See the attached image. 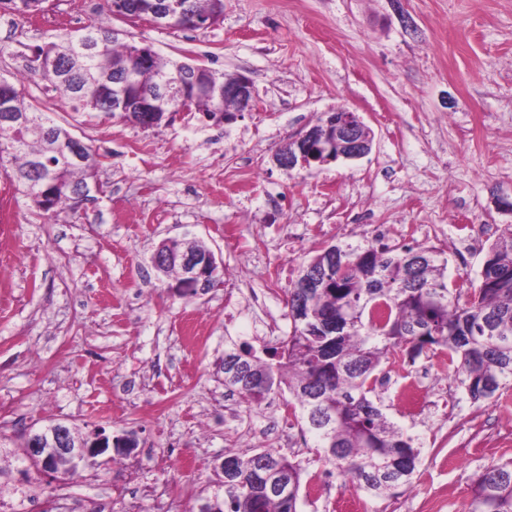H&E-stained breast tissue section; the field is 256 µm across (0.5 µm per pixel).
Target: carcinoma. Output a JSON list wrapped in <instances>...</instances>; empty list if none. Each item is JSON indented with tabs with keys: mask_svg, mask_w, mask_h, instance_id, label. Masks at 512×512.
<instances>
[{
	"mask_svg": "<svg viewBox=\"0 0 512 512\" xmlns=\"http://www.w3.org/2000/svg\"><path fill=\"white\" fill-rule=\"evenodd\" d=\"M112 14L148 16L162 0H107ZM185 15L166 16L169 28H209L224 0H184ZM46 0H0L20 16L45 11ZM142 45L121 42L112 29L90 23L38 47L31 74L63 93L75 111L117 117L124 97L160 95V81L191 71L188 62L155 57L141 66ZM197 119L216 117L218 92L182 88ZM25 117V125L0 122V166L13 164L25 195L43 214L74 210L103 189L99 161L82 144L83 162L69 152L71 133L49 113L22 98L0 76V106ZM448 258L433 247L390 246L380 240L335 244L300 264L288 289L290 335L263 349L247 343L224 350V386L249 403L288 388L292 409L314 435L318 460L334 466L356 491L389 496L409 486L419 463L413 438L381 409L375 371L396 351L416 357L434 349L457 360L455 378L473 402L512 386V225L492 243L480 283L465 302L448 288ZM305 276L318 281L302 288ZM282 486L255 484L261 466ZM304 467L276 450L224 456V496L207 512H298ZM468 512H512V462L486 468L477 478Z\"/></svg>",
	"mask_w": 512,
	"mask_h": 512,
	"instance_id": "1",
	"label": "carcinoma"
}]
</instances>
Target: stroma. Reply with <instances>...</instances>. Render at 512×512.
Here are the masks:
<instances>
[{
  "label": "stroma",
  "instance_id": "stroma-1",
  "mask_svg": "<svg viewBox=\"0 0 512 512\" xmlns=\"http://www.w3.org/2000/svg\"><path fill=\"white\" fill-rule=\"evenodd\" d=\"M99 22L120 41L162 57L249 77L253 110L201 126L184 113L144 131L74 111L28 72L36 47L66 25L0 10V76L48 112L100 160L105 191L76 211L42 215L0 169V497L22 512H200L221 483L226 453L274 449L306 469L299 512H467L473 482L512 460V387L474 403L446 353L398 355L381 367L383 409L421 450L410 486L355 494L317 461L299 423L281 426L287 392L258 404L230 393L220 362L229 341L255 350L287 335L289 284L299 265L335 243L376 238L428 246L448 259V285H478L489 245L512 224L497 196L512 195V0H224L208 29H165L111 16L83 0L75 26ZM355 111L371 152L321 169L285 171L277 149L326 112ZM401 224L430 235L401 236ZM479 225L464 246L458 225ZM203 242L237 275L225 288L189 292L159 278L150 257L164 240ZM422 380L424 405L401 390ZM89 433L134 432L136 448L108 451L64 485L30 467L24 435L50 421ZM178 490L159 505L155 485Z\"/></svg>",
  "mask_w": 512,
  "mask_h": 512
}]
</instances>
